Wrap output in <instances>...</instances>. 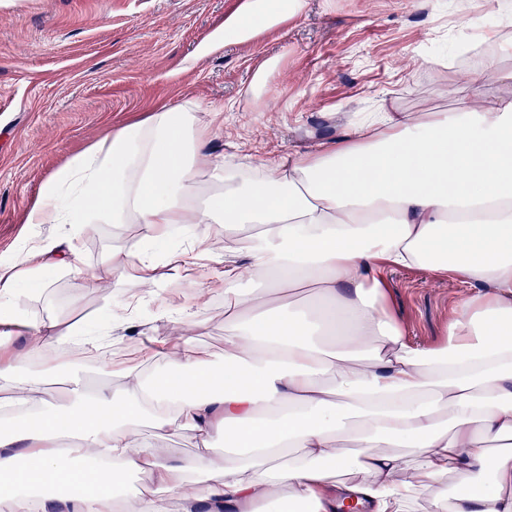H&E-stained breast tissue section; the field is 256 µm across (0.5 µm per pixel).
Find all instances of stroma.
Here are the masks:
<instances>
[{"label":"stroma","instance_id":"obj_1","mask_svg":"<svg viewBox=\"0 0 512 512\" xmlns=\"http://www.w3.org/2000/svg\"><path fill=\"white\" fill-rule=\"evenodd\" d=\"M243 0H0V258L23 259L30 245L63 236L60 224L26 218L42 186L69 160L113 127L147 117L160 105L195 100L205 111L223 110L224 129L212 140L213 155L305 153L347 128L355 112L380 104L418 115L449 112L475 93L490 97L501 85L475 88L478 61L452 65L459 38L500 54L512 26L489 23L512 0H471L458 14L455 0H304L300 13L261 30L245 43L199 56L198 47ZM195 58L186 67L187 58ZM278 68L261 91L255 73L269 59ZM145 224H98L79 238L74 267L43 274V289H20L19 310L52 319L59 334L75 326L100 325L108 305L132 301V317L112 322L107 344L142 343L151 359L158 341L179 335V326L157 312L172 288L188 286L177 261L158 263L157 294L148 295L136 265L115 278L112 251L145 242ZM97 285L76 290L77 272ZM389 304L397 321L420 346L436 347L467 288L455 276L426 269L389 272ZM205 326L198 344L214 358L224 353V298L205 285L194 289ZM54 393V406L70 402L75 369L53 357L33 361ZM87 380L107 383L92 362L79 369Z\"/></svg>","mask_w":512,"mask_h":512}]
</instances>
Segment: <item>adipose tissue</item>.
<instances>
[{"instance_id":"1","label":"adipose tissue","mask_w":512,"mask_h":512,"mask_svg":"<svg viewBox=\"0 0 512 512\" xmlns=\"http://www.w3.org/2000/svg\"><path fill=\"white\" fill-rule=\"evenodd\" d=\"M298 0H245L203 45L248 40L298 11ZM504 93L415 117L386 107L305 153L240 158L207 147L224 114L191 101L113 128L44 184L31 224L70 238L111 216L145 224L152 242L181 224L196 246L224 227L218 265L224 358L192 337L193 306L163 307L184 328L166 360L113 370L87 339L112 388L69 378L55 408L46 377L12 354L16 328L57 342L55 322L17 310L18 285L59 265L33 246L0 276V504L9 512H337L362 497L370 512H512V70L486 68ZM459 275L468 287L437 348L406 338L388 304L386 271ZM262 282L246 291L244 278ZM316 299L285 313L272 288ZM448 411L450 426L439 421ZM194 433L191 456H159L154 433ZM223 439L216 450L215 439ZM467 473L459 491L441 478ZM131 476L141 485L120 487Z\"/></svg>"}]
</instances>
